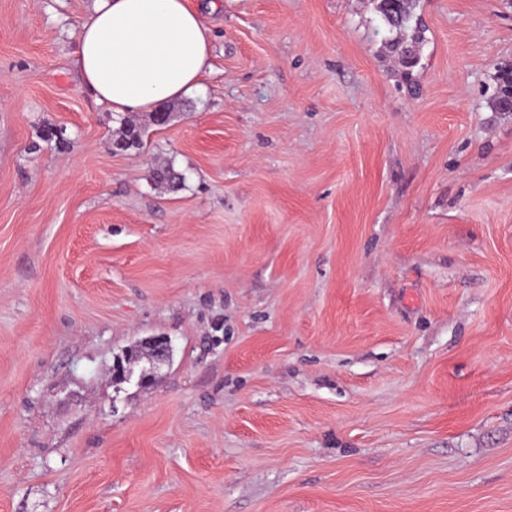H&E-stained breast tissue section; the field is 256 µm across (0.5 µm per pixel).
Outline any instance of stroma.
Returning a JSON list of instances; mask_svg holds the SVG:
<instances>
[{
  "label": "stroma",
  "mask_w": 512,
  "mask_h": 512,
  "mask_svg": "<svg viewBox=\"0 0 512 512\" xmlns=\"http://www.w3.org/2000/svg\"><path fill=\"white\" fill-rule=\"evenodd\" d=\"M188 3L116 153L93 0H0V512H512V0H420L416 96L373 0ZM495 81L496 90L488 101L489 108L494 112H512L503 106L512 103V64L499 69ZM143 129L131 120H125L121 135L112 142L113 148L118 152H124L131 148H137L142 144Z\"/></svg>",
  "instance_id": "35a3bbf8"
}]
</instances>
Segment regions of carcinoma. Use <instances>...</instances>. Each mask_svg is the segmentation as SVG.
<instances>
[{
    "label": "carcinoma",
    "instance_id": "1",
    "mask_svg": "<svg viewBox=\"0 0 512 512\" xmlns=\"http://www.w3.org/2000/svg\"><path fill=\"white\" fill-rule=\"evenodd\" d=\"M375 10L387 31L384 47L402 69L405 80H412L413 70L419 65L421 47L425 41L426 26L417 13L419 0H375ZM496 90L488 101L494 112L505 111L504 104L512 103V64L501 68L495 75ZM143 129L131 121L123 123L121 135L112 142L113 148L124 152L142 144ZM157 181L172 191L183 188L185 177L168 164L155 171Z\"/></svg>",
    "mask_w": 512,
    "mask_h": 512
}]
</instances>
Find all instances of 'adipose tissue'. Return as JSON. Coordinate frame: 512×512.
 Wrapping results in <instances>:
<instances>
[{"label":"adipose tissue","mask_w":512,"mask_h":512,"mask_svg":"<svg viewBox=\"0 0 512 512\" xmlns=\"http://www.w3.org/2000/svg\"><path fill=\"white\" fill-rule=\"evenodd\" d=\"M76 41L82 84L118 113L181 98L210 66L209 30L187 0H95Z\"/></svg>","instance_id":"adipose-tissue-1"}]
</instances>
